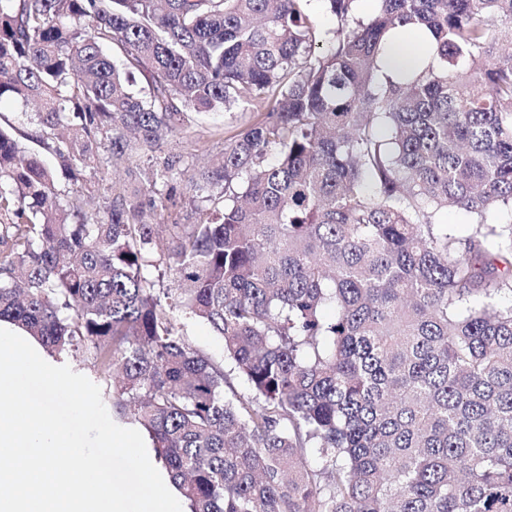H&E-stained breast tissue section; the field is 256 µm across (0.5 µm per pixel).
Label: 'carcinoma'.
Returning a JSON list of instances; mask_svg holds the SVG:
<instances>
[{
	"label": "carcinoma",
	"instance_id": "cac0c4a2",
	"mask_svg": "<svg viewBox=\"0 0 512 512\" xmlns=\"http://www.w3.org/2000/svg\"><path fill=\"white\" fill-rule=\"evenodd\" d=\"M311 2L0 0V106L38 105L0 126V320L90 356L190 512H512V0ZM405 25L439 63L394 81ZM242 105L214 166L158 162ZM183 185L177 184L176 193L172 201L169 203L168 210H160L155 216L156 224H171L173 218H178L180 224H191L194 221V216L190 211L183 207ZM187 334L196 348L202 349L216 358H222L224 354L223 343L217 336H214L207 325L194 321L189 322Z\"/></svg>",
	"mask_w": 512,
	"mask_h": 512
}]
</instances>
